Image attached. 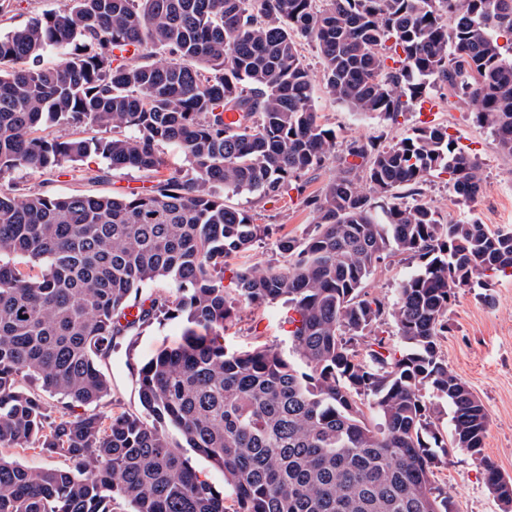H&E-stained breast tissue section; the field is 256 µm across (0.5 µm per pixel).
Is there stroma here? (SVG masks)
I'll use <instances>...</instances> for the list:
<instances>
[{"mask_svg":"<svg viewBox=\"0 0 512 512\" xmlns=\"http://www.w3.org/2000/svg\"><path fill=\"white\" fill-rule=\"evenodd\" d=\"M61 4L62 0H0V30L22 26L32 17L58 10ZM299 50L311 75L320 121L336 133L337 151H344L353 139L370 140L380 147L392 145L428 118L416 108L394 121L354 112L326 94L315 49L303 41ZM424 94L438 105L430 117L434 123L446 126L459 146L479 160L484 192L474 201L463 202L449 191L446 176H432L420 187L422 199L436 207L444 222L475 218L494 230L512 228V158L499 151L488 129L473 121L470 107L447 85L427 87ZM337 173V163L332 160L302 177L301 191L292 190L274 199L247 193L228 195L227 204L246 210L256 223L268 228L266 236L256 241L248 253L253 262L266 264L275 259L276 244L281 238H301L312 230L316 213L307 200L321 194ZM15 185L55 194L121 196L144 191L150 180L136 170L109 169L105 159L92 154L69 164L62 175L17 170L0 176V189L6 191ZM413 270V265L401 257L389 258L365 288L373 296L393 301ZM182 329L181 319L158 321L135 336L133 344L122 341L114 347L104 368L114 404L140 412L137 366L160 348L178 344ZM288 330L286 305H246L226 327L224 344L232 351H247L262 343L285 350L289 347ZM442 351L449 367L469 384L486 407L490 425L484 455L512 476V278L493 279L481 288L458 289L448 311V334L442 340ZM437 475L448 486L454 512H504V504L489 491L477 461L467 451L451 448L439 454Z\"/></svg>","mask_w":512,"mask_h":512,"instance_id":"1","label":"stroma"}]
</instances>
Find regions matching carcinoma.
<instances>
[{
	"instance_id": "obj_1",
	"label": "carcinoma",
	"mask_w": 512,
	"mask_h": 512,
	"mask_svg": "<svg viewBox=\"0 0 512 512\" xmlns=\"http://www.w3.org/2000/svg\"><path fill=\"white\" fill-rule=\"evenodd\" d=\"M504 35L512 0H65L0 34V175L94 153L153 177L123 197L0 191V448L66 462L0 456V512H452L435 452L450 444L512 504V478L483 455L487 410L441 352L455 289L512 276V231L443 224L396 193L435 173L465 201L483 193L448 128L350 142L308 200L313 232L279 240L273 263H241L232 288L227 259L262 225L222 194L279 197L336 158L300 39L336 102L394 119L446 83L512 155ZM64 44L72 56L41 65ZM226 112L241 113L232 128ZM48 121L107 135L34 136ZM162 143L184 159L168 175ZM397 255L419 264L389 305L364 285ZM280 300L295 314L288 352L224 348L240 306ZM178 317L181 342L137 369L142 411L103 405L117 340ZM386 317L397 349L375 332ZM425 389L452 409L448 440ZM189 451L222 470L223 490ZM1 452L6 458L29 467H58L61 464L57 458L39 456L32 450H25L23 448H4Z\"/></svg>"
}]
</instances>
